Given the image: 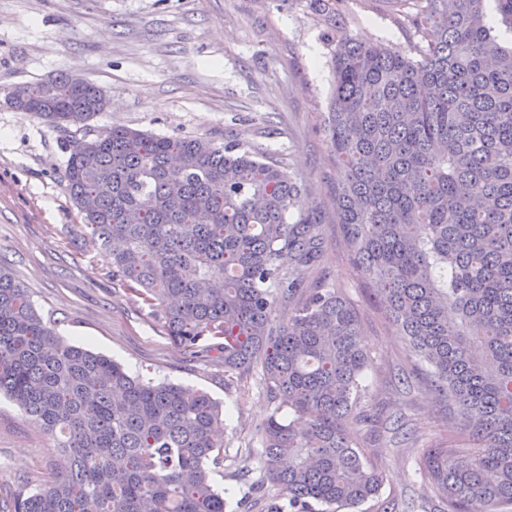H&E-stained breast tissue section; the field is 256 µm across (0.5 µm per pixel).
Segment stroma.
Returning <instances> with one entry per match:
<instances>
[{
  "mask_svg": "<svg viewBox=\"0 0 512 512\" xmlns=\"http://www.w3.org/2000/svg\"><path fill=\"white\" fill-rule=\"evenodd\" d=\"M416 0H343L337 38L408 49L404 17ZM322 27L300 0H0V265L28 288L70 344L105 355L133 377L168 382L217 401L224 458L211 479L225 512H260L277 492L257 488L259 432L274 409L258 374L226 382L223 366L176 346L92 241L65 182L71 141L110 127L166 137L232 138L261 145L302 184L299 208L324 217L310 285L337 288L356 308L371 357L365 375L380 420L366 455L387 474L398 512H448L415 472L414 456L459 441L428 367L389 322L386 305L356 272L334 192L323 122L332 72ZM63 72L99 87L104 112L58 128L15 109L5 95ZM59 451L25 411L0 395V512L18 491L55 473Z\"/></svg>",
  "mask_w": 512,
  "mask_h": 512,
  "instance_id": "stroma-1",
  "label": "stroma"
}]
</instances>
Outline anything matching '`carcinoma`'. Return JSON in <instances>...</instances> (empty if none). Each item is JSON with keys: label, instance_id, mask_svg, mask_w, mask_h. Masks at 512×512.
Wrapping results in <instances>:
<instances>
[{"label": "carcinoma", "instance_id": "1", "mask_svg": "<svg viewBox=\"0 0 512 512\" xmlns=\"http://www.w3.org/2000/svg\"><path fill=\"white\" fill-rule=\"evenodd\" d=\"M453 4L422 0L409 20L421 44L397 50L336 41L340 0H305L330 46L336 223L464 437L426 449L419 471L448 509L498 512L512 505V48L484 0ZM29 100L59 128L106 105L64 73L8 93L18 110ZM66 182L112 251V280L176 345L229 381L258 372L278 403L260 433V467L279 490L264 512L376 497L385 474L355 431L373 418L359 317L338 290L309 287L321 221L292 218L304 188L280 162L240 139L112 127L70 150ZM2 392L61 448L55 476L18 493L13 512H224L210 477L219 405L65 343L0 266Z\"/></svg>", "mask_w": 512, "mask_h": 512}]
</instances>
